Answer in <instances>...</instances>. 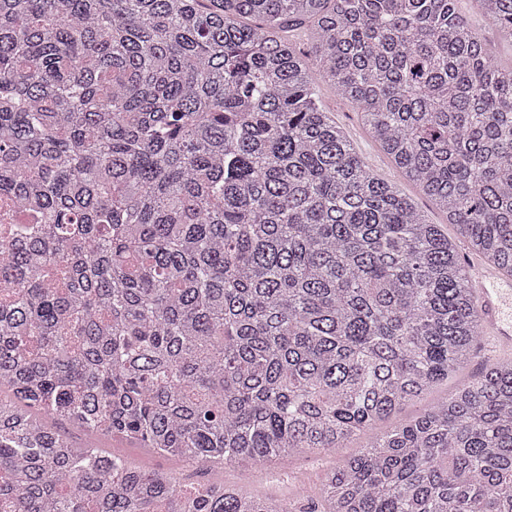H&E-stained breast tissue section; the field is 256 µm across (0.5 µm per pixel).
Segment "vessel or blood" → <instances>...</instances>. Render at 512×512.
<instances>
[{
    "label": "vessel or blood",
    "mask_w": 512,
    "mask_h": 512,
    "mask_svg": "<svg viewBox=\"0 0 512 512\" xmlns=\"http://www.w3.org/2000/svg\"><path fill=\"white\" fill-rule=\"evenodd\" d=\"M471 280L473 301L483 325V346L512 351V279L497 270L477 266Z\"/></svg>",
    "instance_id": "1"
}]
</instances>
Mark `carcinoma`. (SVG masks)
<instances>
[{
    "instance_id": "carcinoma-1",
    "label": "carcinoma",
    "mask_w": 512,
    "mask_h": 512,
    "mask_svg": "<svg viewBox=\"0 0 512 512\" xmlns=\"http://www.w3.org/2000/svg\"><path fill=\"white\" fill-rule=\"evenodd\" d=\"M458 2L0 0V512H293L48 418L223 467L389 420L313 512H512V360L397 418L474 352L467 267L319 93L511 274L512 61ZM322 98L336 125L349 134L364 165L379 177L392 179L393 164L363 127L357 108L349 101L337 96L328 86L322 87Z\"/></svg>"
}]
</instances>
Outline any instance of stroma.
I'll return each instance as SVG.
<instances>
[{
  "label": "stroma",
  "instance_id": "obj_1",
  "mask_svg": "<svg viewBox=\"0 0 512 512\" xmlns=\"http://www.w3.org/2000/svg\"><path fill=\"white\" fill-rule=\"evenodd\" d=\"M322 98L337 126L349 134L364 165L379 177H393L391 160L363 127L357 108L337 96L335 91L327 86L322 89ZM52 426L72 442H94L106 452L128 458L140 469H162L170 472L176 486L181 489L185 490L220 477L226 484L237 486L249 493L271 499L288 500L294 512H309L311 501L324 475L339 463L357 455L379 433L378 428L368 429L348 442L346 447L329 453H307L288 461L260 467L235 465L216 468L204 464L176 462L118 436L101 434L90 438L65 422L56 420Z\"/></svg>",
  "mask_w": 512,
  "mask_h": 512
}]
</instances>
